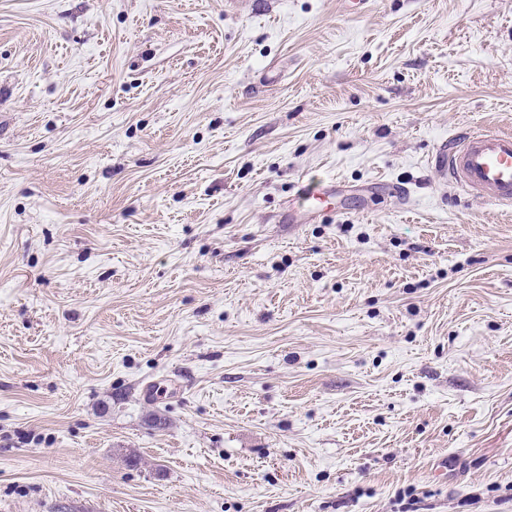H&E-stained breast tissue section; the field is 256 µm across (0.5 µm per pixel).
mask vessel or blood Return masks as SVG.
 Instances as JSON below:
<instances>
[{
	"label": "vessel or blood",
	"mask_w": 512,
	"mask_h": 512,
	"mask_svg": "<svg viewBox=\"0 0 512 512\" xmlns=\"http://www.w3.org/2000/svg\"><path fill=\"white\" fill-rule=\"evenodd\" d=\"M434 164L469 194L512 210V134L466 130L443 143Z\"/></svg>",
	"instance_id": "vessel-or-blood-1"
}]
</instances>
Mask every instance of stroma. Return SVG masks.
Wrapping results in <instances>:
<instances>
[{"mask_svg":"<svg viewBox=\"0 0 512 512\" xmlns=\"http://www.w3.org/2000/svg\"><path fill=\"white\" fill-rule=\"evenodd\" d=\"M482 127L512 0H0V512H512ZM435 167L469 194L512 210V134L466 130L444 142Z\"/></svg>","mask_w":512,"mask_h":512,"instance_id":"stroma-1","label":"stroma"}]
</instances>
